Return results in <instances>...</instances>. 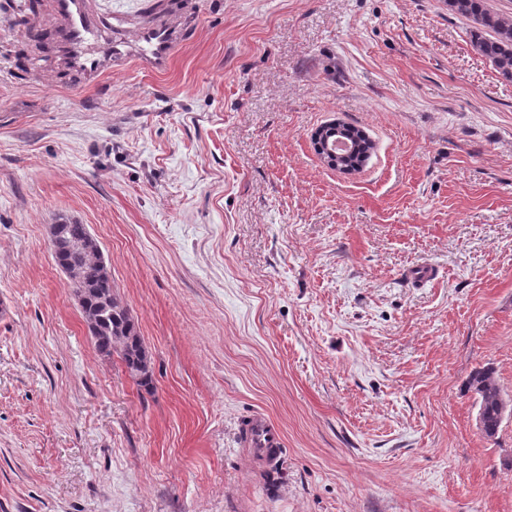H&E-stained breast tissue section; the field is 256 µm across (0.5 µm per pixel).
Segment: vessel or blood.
<instances>
[{
	"label": "vessel or blood",
	"instance_id": "1",
	"mask_svg": "<svg viewBox=\"0 0 512 512\" xmlns=\"http://www.w3.org/2000/svg\"><path fill=\"white\" fill-rule=\"evenodd\" d=\"M47 11L56 21L62 67L90 87L111 76L113 66L123 61L152 73L165 72L182 41L175 28L155 23L139 28L134 40L113 39L112 26L95 0H49ZM246 441L253 458L270 467L278 464L284 435L266 414L250 417Z\"/></svg>",
	"mask_w": 512,
	"mask_h": 512
}]
</instances>
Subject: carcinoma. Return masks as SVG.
<instances>
[{
  "mask_svg": "<svg viewBox=\"0 0 512 512\" xmlns=\"http://www.w3.org/2000/svg\"><path fill=\"white\" fill-rule=\"evenodd\" d=\"M448 11L470 22L474 48L493 65L502 80L512 83V17L491 9L488 0H448ZM346 131L359 154L369 155L373 148L370 138L350 125ZM49 237L55 262L73 285L98 352L104 356L118 354L137 384L150 386L151 355L135 318L103 265V253L87 225L61 219L50 225ZM468 385L477 395L479 426L486 437L493 438L508 413V402L494 372L489 368L478 370Z\"/></svg>",
  "mask_w": 512,
  "mask_h": 512,
  "instance_id": "cac0c4a2",
  "label": "carcinoma"
}]
</instances>
